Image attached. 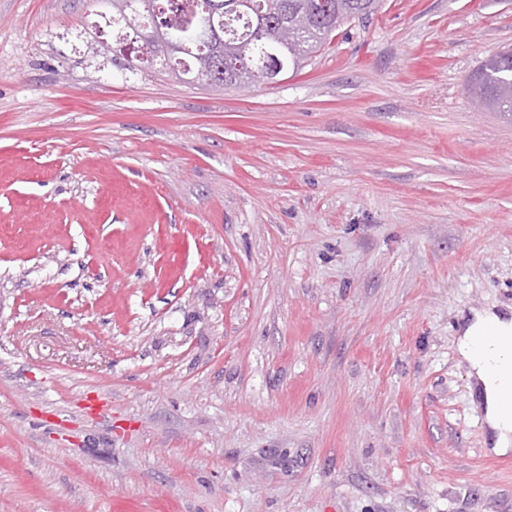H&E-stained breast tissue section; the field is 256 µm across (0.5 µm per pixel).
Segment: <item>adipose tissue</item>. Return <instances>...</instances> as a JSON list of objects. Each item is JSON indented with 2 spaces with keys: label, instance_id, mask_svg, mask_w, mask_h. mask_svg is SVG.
<instances>
[{
  "label": "adipose tissue",
  "instance_id": "adipose-tissue-1",
  "mask_svg": "<svg viewBox=\"0 0 512 512\" xmlns=\"http://www.w3.org/2000/svg\"><path fill=\"white\" fill-rule=\"evenodd\" d=\"M497 323L500 328L512 335V320L494 312H475L459 338L458 350L470 366V376L476 382L486 415L487 425L493 435L494 450L505 454L512 450V419L504 418L498 408V391L486 373V360L478 349L480 334L485 323Z\"/></svg>",
  "mask_w": 512,
  "mask_h": 512
}]
</instances>
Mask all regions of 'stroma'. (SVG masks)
Masks as SVG:
<instances>
[{
    "mask_svg": "<svg viewBox=\"0 0 512 512\" xmlns=\"http://www.w3.org/2000/svg\"><path fill=\"white\" fill-rule=\"evenodd\" d=\"M0 0V512H512L457 338L512 314V0H381L278 84ZM106 396L102 416L84 411ZM467 93L489 112L512 114V49L486 56L470 76Z\"/></svg>",
    "mask_w": 512,
    "mask_h": 512,
    "instance_id": "35a3bbf8",
    "label": "stroma"
}]
</instances>
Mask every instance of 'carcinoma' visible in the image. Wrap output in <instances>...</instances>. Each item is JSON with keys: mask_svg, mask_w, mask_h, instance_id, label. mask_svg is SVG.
Segmentation results:
<instances>
[{"mask_svg": "<svg viewBox=\"0 0 512 512\" xmlns=\"http://www.w3.org/2000/svg\"><path fill=\"white\" fill-rule=\"evenodd\" d=\"M130 6L118 12L112 6V32L116 49L122 52L124 40L130 37L133 27L129 22L143 13L160 24L173 28L197 17L208 0H191V12H184L183 0H128ZM230 0H224L223 11L214 14L213 24L229 43L233 51L254 67L277 59L282 71L299 70L328 45L341 24L375 13L380 0H251L252 6L233 9ZM288 23L303 33L302 43L293 49L277 43L273 38L272 24ZM196 44L169 57L158 52L145 67L160 65L177 78L191 75L209 81L211 72L199 71ZM467 93L482 102L489 112L512 114V49H503L486 56L470 76Z\"/></svg>", "mask_w": 512, "mask_h": 512, "instance_id": "cac0c4a2", "label": "carcinoma"}]
</instances>
